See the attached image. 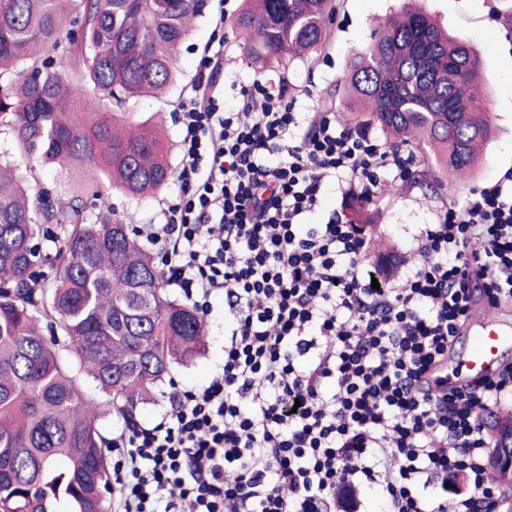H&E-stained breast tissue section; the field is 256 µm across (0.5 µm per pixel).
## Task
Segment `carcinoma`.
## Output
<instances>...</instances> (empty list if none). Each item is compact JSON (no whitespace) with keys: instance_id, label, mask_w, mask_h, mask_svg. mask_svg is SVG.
Listing matches in <instances>:
<instances>
[{"instance_id":"obj_1","label":"carcinoma","mask_w":512,"mask_h":512,"mask_svg":"<svg viewBox=\"0 0 512 512\" xmlns=\"http://www.w3.org/2000/svg\"><path fill=\"white\" fill-rule=\"evenodd\" d=\"M204 0H0V128L14 150L82 169L75 195L34 209L31 189L0 164V512H112L101 422L151 400L171 365L205 346L198 310L167 297L164 275L139 234L109 205L87 213L83 197L111 188L156 194L172 174L156 125L97 107L163 94L174 60ZM339 0H245L236 19L251 63L262 70L305 59L330 42ZM81 23L85 49L53 66L65 22ZM84 66L85 80L67 69ZM471 43L421 11L387 20L345 75L352 105L399 146L425 158L415 183L459 181L493 138L478 91ZM54 227L52 250L37 236ZM48 261L51 280H34Z\"/></svg>"}]
</instances>
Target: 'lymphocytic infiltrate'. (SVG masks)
Instances as JSON below:
<instances>
[{
  "instance_id": "1",
  "label": "lymphocytic infiltrate",
  "mask_w": 512,
  "mask_h": 512,
  "mask_svg": "<svg viewBox=\"0 0 512 512\" xmlns=\"http://www.w3.org/2000/svg\"><path fill=\"white\" fill-rule=\"evenodd\" d=\"M199 76L182 107L180 191L148 225L168 284L231 320L210 380L112 444V512H336L362 487L385 512H496L479 420L512 371L460 387L437 366L481 280L512 301V170L426 225L403 287L372 286L366 230L308 223L348 179L372 199L412 157L334 113L293 111L256 81L225 108ZM467 487L448 496V477Z\"/></svg>"
}]
</instances>
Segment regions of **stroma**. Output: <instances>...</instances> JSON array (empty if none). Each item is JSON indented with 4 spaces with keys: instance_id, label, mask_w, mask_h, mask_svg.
Listing matches in <instances>:
<instances>
[{
    "instance_id": "obj_1",
    "label": "stroma",
    "mask_w": 512,
    "mask_h": 512,
    "mask_svg": "<svg viewBox=\"0 0 512 512\" xmlns=\"http://www.w3.org/2000/svg\"><path fill=\"white\" fill-rule=\"evenodd\" d=\"M403 0H341V8L331 29V45L313 59H297L288 68L278 66L257 71L247 57L243 36L234 28L242 0H206L194 27L182 44L175 62L176 79L168 93L158 99L130 100L123 111L138 122H161L169 145L170 163L180 162L179 115L183 102L194 94L201 58L208 47L223 45L224 61L213 78L214 90L225 103L241 100L240 89L259 78L274 90L293 100L299 112L342 113L340 88L350 48H363L371 41V18H383L399 9ZM424 9L449 32L468 39L483 63L486 106L497 128L484 161L472 178L464 182H445L431 191L421 185H403L372 215L368 230L371 251L367 267L383 259L389 271L388 287H399L410 269L417 238L424 225L435 223L448 202H464L480 189L494 183L512 168V0H421ZM17 173L41 192L42 202L67 201L81 171L74 165H45L38 158L10 155ZM178 191L169 182L156 195L132 199L116 190L105 200L124 223L135 226L154 224L164 204ZM206 315L207 342L204 351L190 362L173 364L165 381L156 389L152 402L137 407V421L156 422L173 387L192 388L205 384L222 360L224 350V301L215 298Z\"/></svg>"
}]
</instances>
